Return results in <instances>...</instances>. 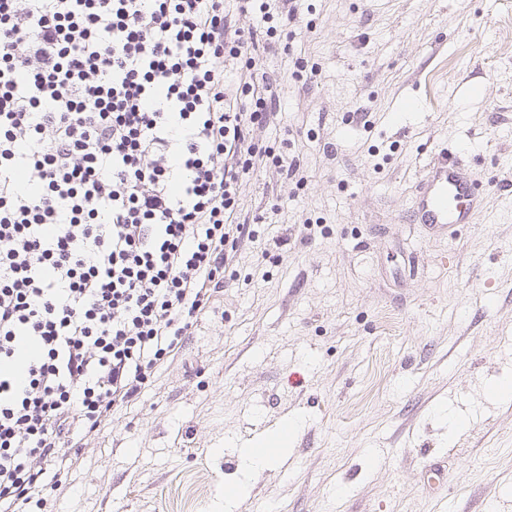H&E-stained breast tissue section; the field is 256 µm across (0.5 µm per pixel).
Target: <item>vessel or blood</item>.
<instances>
[{
  "instance_id": "vessel-or-blood-1",
  "label": "vessel or blood",
  "mask_w": 512,
  "mask_h": 512,
  "mask_svg": "<svg viewBox=\"0 0 512 512\" xmlns=\"http://www.w3.org/2000/svg\"><path fill=\"white\" fill-rule=\"evenodd\" d=\"M483 181L461 153L447 148L431 155L410 196L414 221L429 236L453 238L458 226L482 211Z\"/></svg>"
}]
</instances>
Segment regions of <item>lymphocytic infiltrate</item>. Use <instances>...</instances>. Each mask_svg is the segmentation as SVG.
<instances>
[{"instance_id":"obj_1","label":"lymphocytic infiltrate","mask_w":512,"mask_h":512,"mask_svg":"<svg viewBox=\"0 0 512 512\" xmlns=\"http://www.w3.org/2000/svg\"><path fill=\"white\" fill-rule=\"evenodd\" d=\"M286 3L0 0V512L45 503L184 349L255 235L243 181L295 177L250 137L278 105L253 62L308 8Z\"/></svg>"}]
</instances>
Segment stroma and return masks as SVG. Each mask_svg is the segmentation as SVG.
I'll list each match as a JSON object with an SVG mask.
<instances>
[{
  "mask_svg": "<svg viewBox=\"0 0 512 512\" xmlns=\"http://www.w3.org/2000/svg\"><path fill=\"white\" fill-rule=\"evenodd\" d=\"M310 2L290 51L253 67L279 104L251 137L295 178L242 183L264 221L234 278L88 438L54 512H512V0ZM447 147L482 178L483 213L425 238L410 195ZM287 416V453L250 467L243 448Z\"/></svg>",
  "mask_w": 512,
  "mask_h": 512,
  "instance_id": "obj_1",
  "label": "stroma"
}]
</instances>
